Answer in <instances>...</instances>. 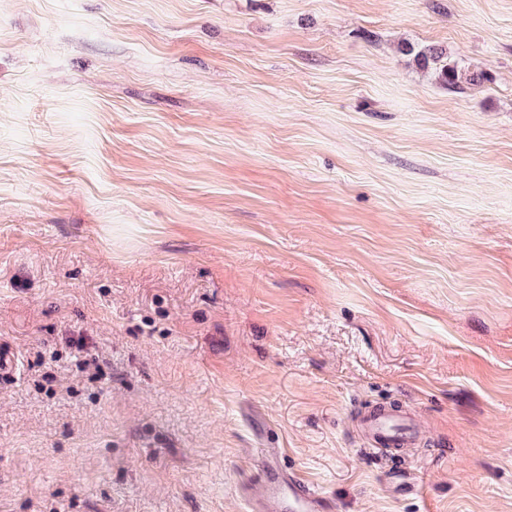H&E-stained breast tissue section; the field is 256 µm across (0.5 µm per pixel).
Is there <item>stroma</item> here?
I'll return each mask as SVG.
<instances>
[{
    "label": "stroma",
    "mask_w": 512,
    "mask_h": 512,
    "mask_svg": "<svg viewBox=\"0 0 512 512\" xmlns=\"http://www.w3.org/2000/svg\"><path fill=\"white\" fill-rule=\"evenodd\" d=\"M0 349V512H512V0H0ZM401 50L407 55H413L414 61L423 69L432 70L439 82L450 91L464 89V84L477 85L486 79L484 72H463L458 69V63L448 57L446 49L435 45L415 47L406 44ZM359 427L376 448H413L420 438L415 411L402 403L369 409L360 416ZM254 453L260 459V494L241 488L251 512H329L327 498L300 471L285 466V449L258 448Z\"/></svg>",
    "instance_id": "stroma-1"
}]
</instances>
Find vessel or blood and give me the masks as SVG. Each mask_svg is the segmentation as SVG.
I'll return each instance as SVG.
<instances>
[{"label":"vessel or blood","mask_w":512,"mask_h":512,"mask_svg":"<svg viewBox=\"0 0 512 512\" xmlns=\"http://www.w3.org/2000/svg\"><path fill=\"white\" fill-rule=\"evenodd\" d=\"M359 427L375 447L411 448L420 438L414 410L401 403L373 407ZM285 449L259 448L260 493L247 496L250 512H329V502L298 470L285 466Z\"/></svg>","instance_id":"vessel-or-blood-1"}]
</instances>
